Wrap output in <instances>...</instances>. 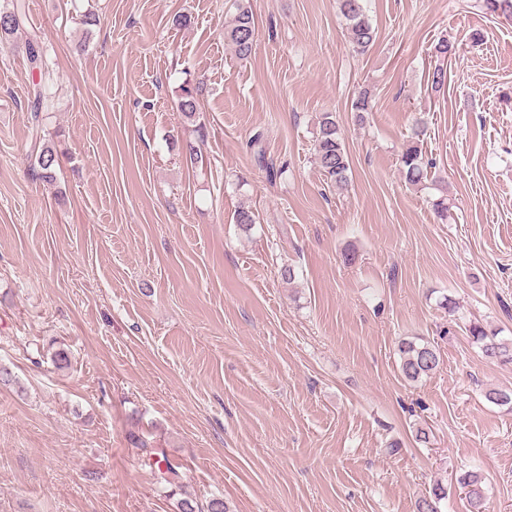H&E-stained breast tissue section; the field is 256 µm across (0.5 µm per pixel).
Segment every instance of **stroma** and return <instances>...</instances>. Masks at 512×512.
Returning <instances> with one entry per match:
<instances>
[{"label":"stroma","mask_w":512,"mask_h":512,"mask_svg":"<svg viewBox=\"0 0 512 512\" xmlns=\"http://www.w3.org/2000/svg\"><path fill=\"white\" fill-rule=\"evenodd\" d=\"M27 3L61 158L56 188L33 180L16 39L0 49V364L19 382L0 388V512H176L186 496L231 512H413L437 481L442 512H470V471L486 512H512V409L484 397L512 388V363L468 332L512 339V20L480 0H370L377 40L359 55L336 0H246L258 37L241 61L224 39L233 0ZM179 12L189 27L173 26ZM444 38L458 51L442 62ZM197 85L193 124L177 102ZM325 112L350 154L342 188L314 162ZM418 123L434 165L412 186L398 157ZM243 206L257 215L246 233ZM407 336L442 358L415 384L398 370ZM56 346L70 368L53 366ZM469 334L483 355L490 360L512 361V339L498 338V332L488 331L483 325L469 326ZM461 482L467 488L466 497H468V503L472 509L470 511L484 512L482 509L484 507L485 491L482 486V478L476 474H466Z\"/></svg>","instance_id":"obj_1"}]
</instances>
